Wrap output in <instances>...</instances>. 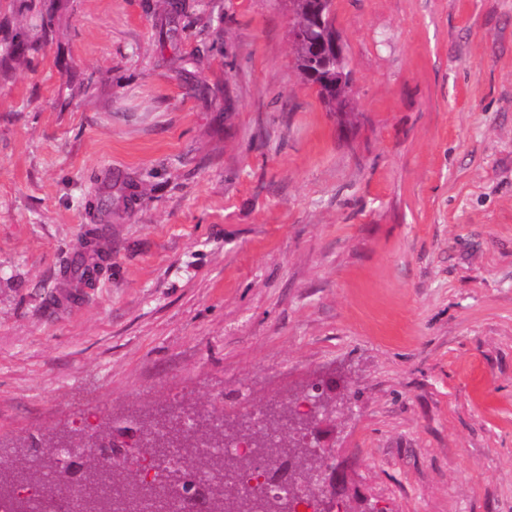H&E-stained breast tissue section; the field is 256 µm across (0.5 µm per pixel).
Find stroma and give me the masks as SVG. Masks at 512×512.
I'll use <instances>...</instances> for the list:
<instances>
[{
    "label": "stroma",
    "instance_id": "obj_1",
    "mask_svg": "<svg viewBox=\"0 0 512 512\" xmlns=\"http://www.w3.org/2000/svg\"><path fill=\"white\" fill-rule=\"evenodd\" d=\"M185 3L41 0L0 73V449L316 383L347 512H512V0H335L345 112L284 0ZM29 16V26L32 30L39 31L40 37L31 40L30 35L25 34V40H14L9 46L5 47V54H1V62L6 59H18L25 52L34 54L37 53L42 45L46 43L52 33L54 25L53 17L50 14H44L42 9L36 3L37 0H27ZM106 259L107 254L103 251L96 250L92 255L77 251L67 258L64 271L68 278L87 284L101 274Z\"/></svg>",
    "mask_w": 512,
    "mask_h": 512
}]
</instances>
